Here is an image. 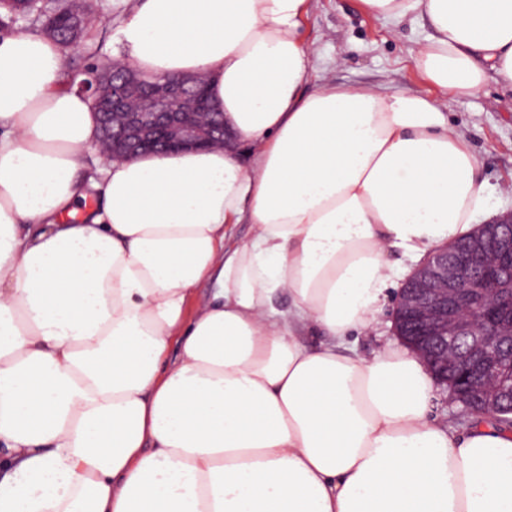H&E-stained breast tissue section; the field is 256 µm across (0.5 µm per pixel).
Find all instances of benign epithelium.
<instances>
[{
	"label": "benign epithelium",
	"mask_w": 512,
	"mask_h": 512,
	"mask_svg": "<svg viewBox=\"0 0 512 512\" xmlns=\"http://www.w3.org/2000/svg\"><path fill=\"white\" fill-rule=\"evenodd\" d=\"M92 100L100 149L112 159L224 144V119L197 76L147 85L138 71L114 63L102 72ZM509 291L512 213L480 225L452 253L444 247L434 251L398 297L397 309L415 322L434 352V380L466 416L512 414V372L494 366L504 346H512V319L491 325L464 301L472 297L493 316Z\"/></svg>",
	"instance_id": "benign-epithelium-1"
}]
</instances>
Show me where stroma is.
<instances>
[{
  "label": "stroma",
  "instance_id": "35a3bbf8",
  "mask_svg": "<svg viewBox=\"0 0 512 512\" xmlns=\"http://www.w3.org/2000/svg\"><path fill=\"white\" fill-rule=\"evenodd\" d=\"M133 3L94 0L97 21L84 47L73 52L74 66L100 71L108 67L117 49L119 21ZM429 33L420 17L384 24L364 15L357 0H310L300 31L303 44L314 49L310 83L374 85L438 97V90L421 80L413 62L414 49ZM447 113L477 154L487 181V211L479 216V223L512 212V192L500 189L512 178V90L487 79L472 95L449 98ZM403 284V279H395L372 327L360 334L357 347L361 355L399 344L394 313Z\"/></svg>",
  "mask_w": 512,
  "mask_h": 512
}]
</instances>
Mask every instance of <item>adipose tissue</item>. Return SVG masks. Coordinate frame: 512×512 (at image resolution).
<instances>
[{"label":"adipose tissue","instance_id":"obj_1","mask_svg":"<svg viewBox=\"0 0 512 512\" xmlns=\"http://www.w3.org/2000/svg\"><path fill=\"white\" fill-rule=\"evenodd\" d=\"M358 6L428 19L413 61L443 100L303 92L309 0H138L126 64L203 76L231 140L90 172L61 46L0 34V512H512V430L437 423L416 353L349 345L393 254L475 230L487 185L445 98L512 89V0Z\"/></svg>","mask_w":512,"mask_h":512}]
</instances>
